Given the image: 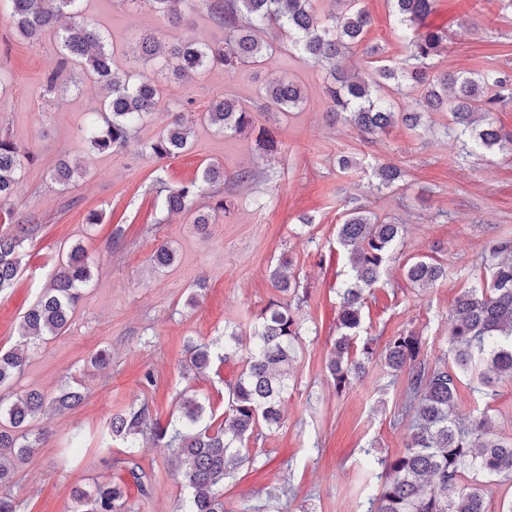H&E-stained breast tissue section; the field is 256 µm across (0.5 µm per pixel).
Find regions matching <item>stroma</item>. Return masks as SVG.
I'll return each mask as SVG.
<instances>
[{"mask_svg":"<svg viewBox=\"0 0 512 512\" xmlns=\"http://www.w3.org/2000/svg\"><path fill=\"white\" fill-rule=\"evenodd\" d=\"M362 4L372 18L369 42L384 58H404V37L387 0ZM82 8L113 47L121 69L128 66L130 44L147 31L169 42L224 41L223 28L200 9L174 25L124 0H82ZM427 22L448 32L437 69L472 71L495 64L512 72V12L502 10L500 0H436ZM59 59L54 33L32 44L0 15V132L37 155L11 201L0 205V230L18 222L36 227L24 244L17 281L0 292V348L22 344L20 318L48 285L63 250L81 244L94 263L68 331L32 346L13 386L17 393L36 389L51 396L76 382L85 400L74 410L40 416L35 430L44 439L18 465L5 493L28 502L30 512H72L73 487L111 481L125 484L129 512H177L181 491L166 450L141 441L136 460L151 482L139 493L127 482L125 453L113 444L107 421L113 411L146 397L155 401L161 419H168L188 384L223 410L224 387L238 377L240 357L188 383L185 341H223L228 325L250 334L276 295L270 275L285 256L308 298L299 312L301 338L283 417L262 443L248 445L251 462L226 484L224 498L233 512L263 504L279 512H367L382 482L378 458L405 448L406 378L393 376L376 357L359 382L340 392L326 369L337 336V290L349 271L337 243L338 226L353 201L404 227L396 261L364 306L361 337L374 338L380 350L391 336L411 330L429 358L445 356L454 300L483 283L490 242L512 237V149L463 155L444 133L443 112L431 113L430 131L416 134L397 125L372 141L349 125L330 124L325 70L284 49L255 76L230 80L212 68L189 82L168 78L161 113L139 127L128 148L101 153L80 131L96 119L103 92L79 67L59 68ZM53 73L57 92L47 96L43 87ZM280 74L300 83L307 95L304 109L278 115L276 122L266 113L255 115L257 126L270 127L283 142L281 153L259 156L253 136L224 137L198 122L189 150L159 161L141 154L140 143L159 135L167 113L197 115L219 94L254 106L264 78ZM342 155L353 157L356 167L339 170L336 160ZM62 158L85 171L65 192L51 180ZM213 160L228 177L247 167L261 168L266 176L243 186L225 183V196L238 205L200 234L191 212L166 211L157 188L190 183ZM379 162L405 172L397 186L381 192L373 176ZM93 213L99 216L94 224L88 220ZM305 215L311 224H301ZM162 244L176 252L167 268L150 260ZM421 256L444 265L446 278L427 288L410 284L404 264ZM194 289L199 296L191 305L187 299ZM101 350L109 352L110 363L93 368L90 358ZM147 370L155 377L149 389L141 383ZM456 413L464 421L487 414L510 436L512 385H498L491 396L477 379L462 377ZM76 432L87 440L77 457L67 450Z\"/></svg>","mask_w":512,"mask_h":512,"instance_id":"obj_1","label":"stroma"}]
</instances>
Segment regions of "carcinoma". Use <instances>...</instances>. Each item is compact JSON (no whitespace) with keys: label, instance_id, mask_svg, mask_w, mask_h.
<instances>
[{"label":"carcinoma","instance_id":"carcinoma-1","mask_svg":"<svg viewBox=\"0 0 512 512\" xmlns=\"http://www.w3.org/2000/svg\"><path fill=\"white\" fill-rule=\"evenodd\" d=\"M5 16L16 34L28 42L66 20L60 33L63 58L106 90L98 112L105 129L94 122L83 131L99 152L123 148L138 126L161 111L162 83L167 75L193 78L206 69L224 68L234 79L249 70L258 71L266 57L288 38V48L327 70L326 116L333 123L355 127L366 138L379 137L396 124L411 130L424 127L428 112H446L447 131L471 155L476 150L512 144L488 117L512 102V73L497 68L480 72H448L434 69L448 41L447 32L426 25L436 0H387L401 26L408 30V54L401 62L372 65L360 72L337 64L352 48L374 60L379 48L367 42L370 14L361 0H336L342 8L324 10L317 0H127L143 3L174 22L187 11L206 10L212 22L224 28V45L183 40L160 53L156 35L140 38L137 59H161L160 69L151 76L120 71L114 67L102 33L85 16L81 0H0ZM415 88L420 96L414 107L396 111L382 99L385 87ZM306 104L303 87L285 77L265 81L258 108L263 112H293ZM200 120L219 132L235 135L257 132L256 142L263 154L283 149L270 130L254 126L253 111L224 95L213 97ZM193 125L176 118L158 137L145 145V152L157 159L176 157L192 145ZM34 161L33 154L0 134V202L11 199L13 189ZM377 190L402 180L401 168L379 163L375 169ZM85 170L67 160L58 163L53 180L59 190L75 186ZM200 186L192 182L166 189L165 206L170 212L190 210ZM230 210L220 197L207 213H196L193 224L199 230L213 223L216 213ZM32 227L17 224L0 233V292L18 277L24 254L23 243ZM402 225L379 221L363 206L346 210L339 225L338 240L349 254L350 274L340 289L338 336L327 362L336 390L341 392L359 380L374 356V339L357 345L367 294L382 280L394 259ZM489 277L462 293L450 311L448 358L430 363L421 337L413 331L391 337L381 352L384 364L396 374H406V412L412 415L404 451L395 457L377 459L384 481L379 494L370 499L369 512H493L492 502L479 486H465L469 472L502 478L512 484V438L496 432L491 419L482 414L466 423L455 415L460 375L471 374L489 387L512 382V239L501 238L489 248ZM158 267H169L176 252L165 244L153 252ZM285 260L271 276L272 285L284 295L298 294V284ZM408 282L430 286L447 275L445 267L423 257L404 265ZM93 276L92 260L81 245L61 254L51 286L42 291L24 312L21 336L34 345L46 343L66 332L80 290ZM301 336V321L292 306L273 298L257 317L253 346L242 358V371L224 387V412L206 410L192 386L179 394L178 416L161 423L158 410L144 399L112 413L108 429L112 439L129 449L128 473L141 492L147 491L150 475L137 463L135 453L141 440H151L169 450L171 476L185 491L184 512H224V485L234 479L248 457L241 448L258 439L281 421L283 394L293 373L294 344ZM240 344L236 331L224 333V353L213 344L188 340L185 379L193 381L211 366L236 354ZM23 349H0V389L12 387L28 363ZM85 396L69 385L52 397L31 389L15 401L0 403V484L11 480L14 466L32 456L41 438L33 433V422L50 409L61 413L78 407ZM74 512H125L127 494L117 483H95L91 488L72 491Z\"/></svg>","mask_w":512,"mask_h":512}]
</instances>
